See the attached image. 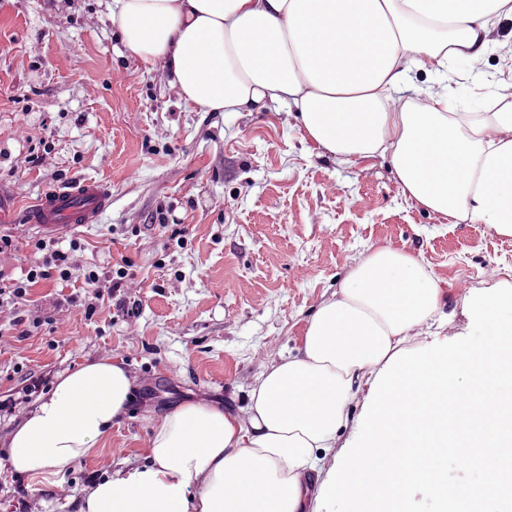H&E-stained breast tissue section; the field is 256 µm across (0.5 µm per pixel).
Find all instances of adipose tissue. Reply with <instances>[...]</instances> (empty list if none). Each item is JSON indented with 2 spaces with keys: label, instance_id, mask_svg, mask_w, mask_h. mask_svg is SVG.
I'll return each mask as SVG.
<instances>
[{
  "label": "adipose tissue",
  "instance_id": "adipose-tissue-1",
  "mask_svg": "<svg viewBox=\"0 0 512 512\" xmlns=\"http://www.w3.org/2000/svg\"><path fill=\"white\" fill-rule=\"evenodd\" d=\"M127 48L162 65L187 105L243 112L293 105L307 141L350 163L389 158L403 196L512 237V74L493 112H452L448 89L409 74L480 65L512 0H114ZM421 256L374 245L307 323L297 354L260 374L246 414L204 401L156 423L149 465L95 483L81 512H315L349 400L415 332L446 325ZM134 380L88 361L13 431L0 468L42 476L89 456L120 419Z\"/></svg>",
  "mask_w": 512,
  "mask_h": 512
}]
</instances>
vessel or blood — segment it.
I'll return each instance as SVG.
<instances>
[{"mask_svg":"<svg viewBox=\"0 0 512 512\" xmlns=\"http://www.w3.org/2000/svg\"><path fill=\"white\" fill-rule=\"evenodd\" d=\"M112 204L111 191L101 182L82 180L42 194L23 211L21 220L48 229L97 223Z\"/></svg>","mask_w":512,"mask_h":512,"instance_id":"1","label":"vessel or blood"}]
</instances>
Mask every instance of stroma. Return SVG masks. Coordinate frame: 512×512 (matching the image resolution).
<instances>
[{
    "instance_id": "stroma-1",
    "label": "stroma",
    "mask_w": 512,
    "mask_h": 512,
    "mask_svg": "<svg viewBox=\"0 0 512 512\" xmlns=\"http://www.w3.org/2000/svg\"><path fill=\"white\" fill-rule=\"evenodd\" d=\"M112 2L0 0V195L11 202L0 281L26 279L44 257L39 240L67 253L72 273L0 305V452L59 373L117 360L135 381L126 414L69 470H1L0 512L23 500L32 512H79L94 483L147 464L156 422L180 403L246 408L259 374L297 353L307 321L370 246L421 255L466 334L463 295L512 275V238L407 202L389 159L319 154L295 108L193 110L161 66L127 49ZM489 56L477 70L452 64L451 111H488L512 49ZM82 178L112 191L98 223H18L30 201ZM134 300L137 315L123 316L120 302Z\"/></svg>"
}]
</instances>
